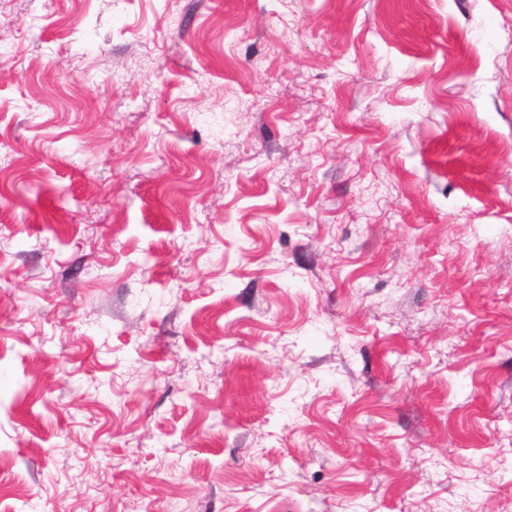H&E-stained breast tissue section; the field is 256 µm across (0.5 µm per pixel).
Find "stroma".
<instances>
[{
	"label": "stroma",
	"instance_id": "1",
	"mask_svg": "<svg viewBox=\"0 0 512 512\" xmlns=\"http://www.w3.org/2000/svg\"><path fill=\"white\" fill-rule=\"evenodd\" d=\"M0 512H512V0H0Z\"/></svg>",
	"mask_w": 512,
	"mask_h": 512
}]
</instances>
